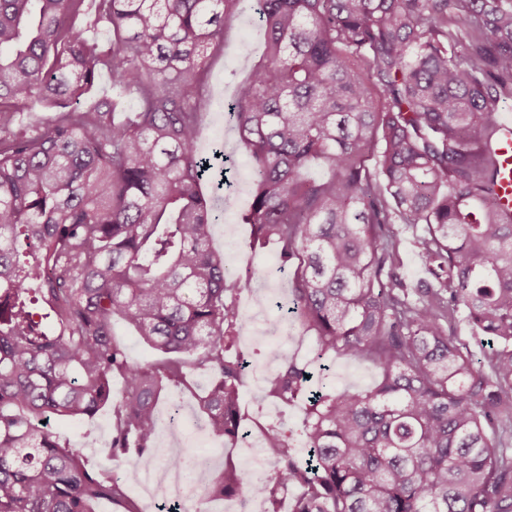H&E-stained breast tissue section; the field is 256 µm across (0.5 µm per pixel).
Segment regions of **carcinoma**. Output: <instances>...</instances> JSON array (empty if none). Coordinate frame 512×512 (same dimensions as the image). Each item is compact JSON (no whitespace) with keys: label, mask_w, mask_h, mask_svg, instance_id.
<instances>
[{"label":"carcinoma","mask_w":512,"mask_h":512,"mask_svg":"<svg viewBox=\"0 0 512 512\" xmlns=\"http://www.w3.org/2000/svg\"><path fill=\"white\" fill-rule=\"evenodd\" d=\"M84 2L0 0V512H139L48 430L110 404L112 461L151 455L183 373L129 362L117 315L157 350L199 355L204 425L244 436L226 293L266 274L232 281L211 249L197 140L207 58L245 0H96L105 50ZM253 19L265 50L229 106L251 162L244 221L296 263L289 312L318 355L370 357L382 380L309 394L281 357L266 395L307 396L306 457L269 425L272 473L228 467L205 495L265 512H512V217L492 112L512 98V0H255ZM102 71L114 95L88 103ZM35 102L60 112L34 130L20 109ZM318 162L327 176H306ZM392 224L421 225L430 280L404 283ZM462 314L479 359L455 337Z\"/></svg>","instance_id":"1"}]
</instances>
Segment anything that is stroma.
Here are the masks:
<instances>
[{
    "instance_id": "35a3bbf8",
    "label": "stroma",
    "mask_w": 512,
    "mask_h": 512,
    "mask_svg": "<svg viewBox=\"0 0 512 512\" xmlns=\"http://www.w3.org/2000/svg\"><path fill=\"white\" fill-rule=\"evenodd\" d=\"M245 38L252 43L254 57L261 56L264 52V38L247 13L225 25L221 48L208 61L207 79L201 93L207 97L209 108L204 112L200 125L197 142L200 153H211L220 143L218 128L224 123V105L238 95L247 80L252 63L251 60L243 59L238 52V45ZM245 163L241 154L231 155L227 163L230 185L225 188L223 195H216L211 184L202 186L207 197L216 198V208L221 213L220 220L211 228L210 245L228 265L270 269L272 261L278 258L275 246L269 244L262 248L254 247L251 243V228L243 222L252 190L251 179L239 175ZM395 230L400 240L397 254L399 272L408 284L417 285L427 279L428 273L414 246L416 230L406 224L396 225ZM112 333L115 342L123 348L132 363L158 364L167 359L165 353L140 340L135 329L122 317L113 318ZM237 349L250 362V370L246 372L240 386L244 427L254 431L259 425L281 422L289 433H299L303 420L302 409L297 406L286 409L268 398L264 383L258 382L255 377L256 372L267 374L277 368L279 360L273 354L272 345L255 338L250 327L246 326L240 332ZM181 363L187 383L171 388V400L159 403L157 440L172 442L185 455L197 453L198 442H205L207 454L213 457L209 471L213 477L223 473L228 463L241 468L248 467L245 442H238L231 448L225 447L223 438L206 431L203 425L197 410L196 396L208 384V375L196 369L194 356H182ZM325 363L328 371L322 379L323 384L340 390L369 389L381 378L377 365L367 358L348 359L332 353L326 357ZM51 429L60 444L81 449L94 469L109 472L120 480L130 496L135 497L140 512H158L159 501L139 495L135 487V475L142 466L163 468L169 465L170 460L157 452L148 459L129 456L119 466L109 460L107 450L112 440L110 408H103L96 415L80 421L52 422Z\"/></svg>"
}]
</instances>
